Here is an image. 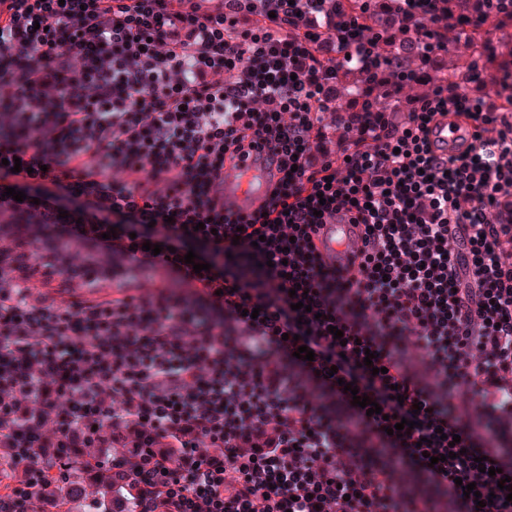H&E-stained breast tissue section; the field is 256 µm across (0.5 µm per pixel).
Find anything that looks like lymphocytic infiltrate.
Listing matches in <instances>:
<instances>
[{"label":"lymphocytic infiltrate","mask_w":512,"mask_h":512,"mask_svg":"<svg viewBox=\"0 0 512 512\" xmlns=\"http://www.w3.org/2000/svg\"><path fill=\"white\" fill-rule=\"evenodd\" d=\"M323 4L0 0V185L41 193L0 196V448L25 475L0 512H54L32 449L111 446L136 512H445L370 463L395 447L512 512L487 473L512 426V70L489 105L442 83L337 111V59L382 37L332 44ZM451 112L476 132L443 157ZM228 169L265 179L259 208L225 205ZM62 197L83 207L49 223ZM339 213L363 229L346 276L312 238ZM195 246L209 270L182 268Z\"/></svg>","instance_id":"lymphocytic-infiltrate-1"}]
</instances>
